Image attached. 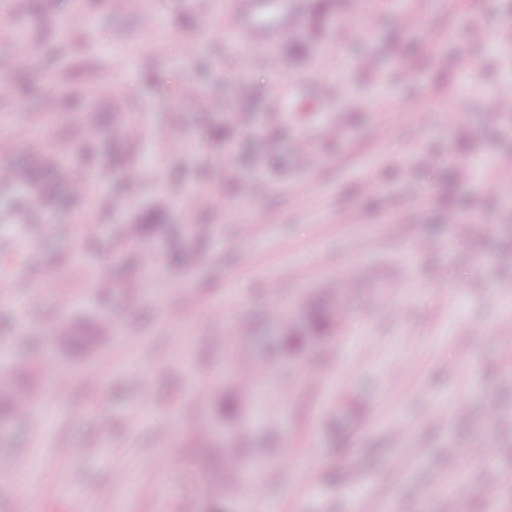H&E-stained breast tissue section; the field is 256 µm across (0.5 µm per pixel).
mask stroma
I'll list each match as a JSON object with an SVG mask.
<instances>
[{
  "label": "stroma",
  "instance_id": "stroma-1",
  "mask_svg": "<svg viewBox=\"0 0 512 512\" xmlns=\"http://www.w3.org/2000/svg\"><path fill=\"white\" fill-rule=\"evenodd\" d=\"M234 3L0 0L29 46L0 47V344L32 402L0 413V512L21 486L29 512H258L222 496L205 422L247 436L276 512H512V111H488L512 0H265L257 24H292L260 45L225 31ZM347 279L349 320L272 357L274 308L334 306ZM243 350L274 369L263 395L229 383Z\"/></svg>",
  "mask_w": 512,
  "mask_h": 512
}]
</instances>
